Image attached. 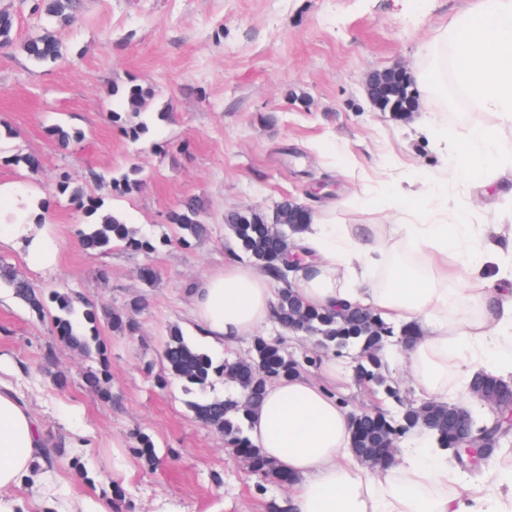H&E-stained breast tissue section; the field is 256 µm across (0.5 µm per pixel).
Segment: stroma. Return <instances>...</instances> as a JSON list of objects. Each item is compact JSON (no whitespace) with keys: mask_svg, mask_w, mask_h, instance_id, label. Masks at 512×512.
Returning a JSON list of instances; mask_svg holds the SVG:
<instances>
[{"mask_svg":"<svg viewBox=\"0 0 512 512\" xmlns=\"http://www.w3.org/2000/svg\"><path fill=\"white\" fill-rule=\"evenodd\" d=\"M36 3L0 0L15 18L14 44L0 49V213L26 198L48 200L58 260L42 268L4 248L0 264L45 290L68 288L100 312L112 399L82 382L97 359L0 288V380L26 402L45 439L65 446L41 506L21 488L17 512H268L284 504L287 489L253 474L218 431L198 422L179 382L158 384L163 343L173 327L192 336L191 288L242 260L224 222L233 210L268 216L291 196L333 224H386L398 185L442 216L467 208L474 237L488 224L512 231V171L490 188L443 181L447 157L438 145L474 126L512 141V129L483 109L450 120L443 95L419 81L442 30L478 0H81L77 21L56 32L64 59L47 66L21 49L44 26ZM398 62L419 81L420 109L405 117L374 109L365 95L367 74ZM131 82L152 92L150 134L138 143L110 118L120 107L113 86ZM55 126L75 132L68 148L51 136ZM18 154L40 159L37 176L15 164ZM133 167L138 192L104 194L100 178ZM64 174L151 237L156 252H86L81 212L54 194ZM190 195L203 199L212 234L168 243L167 216ZM147 262L158 274L151 287L138 274ZM136 297L144 300L132 314L138 332H113L103 312ZM336 365L328 388L348 408L396 411L357 381L351 355ZM57 373L68 376L66 388L54 386ZM142 434L154 442L155 462L134 452Z\"/></svg>","mask_w":512,"mask_h":512,"instance_id":"obj_1","label":"stroma"}]
</instances>
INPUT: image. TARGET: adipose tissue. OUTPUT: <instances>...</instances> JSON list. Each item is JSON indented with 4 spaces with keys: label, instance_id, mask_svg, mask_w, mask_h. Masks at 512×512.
I'll list each match as a JSON object with an SVG mask.
<instances>
[{
    "label": "adipose tissue",
    "instance_id": "1",
    "mask_svg": "<svg viewBox=\"0 0 512 512\" xmlns=\"http://www.w3.org/2000/svg\"><path fill=\"white\" fill-rule=\"evenodd\" d=\"M442 41L456 56L459 84L512 127V0H486L468 22L449 25ZM511 152L492 131L473 127L451 151L447 171L456 181L482 185L496 159ZM294 243L304 260L289 284L304 302L334 313L363 307L397 324H423L415 346L387 357L390 371L408 372L419 400L447 401L452 371L465 385L481 371L512 370V290L473 288L460 298L446 286L453 260L466 257L468 267L480 270L512 252V240L474 245L465 209L449 224L430 209L413 218L399 199L394 224L348 226L315 217ZM15 246L38 264L56 261L47 227L8 225L0 249ZM380 260L387 275L378 280L372 269ZM276 295L265 273L230 261L193 289L187 316L204 343L232 346L271 322ZM452 307L458 310L453 321ZM352 416L312 376L267 386L248 436L292 476L288 512H512V475L481 480L465 502L449 493L448 453L441 448L408 446L390 468H367L352 451ZM44 448L30 409L0 381V512H15L10 489L39 491Z\"/></svg>",
    "mask_w": 512,
    "mask_h": 512
}]
</instances>
